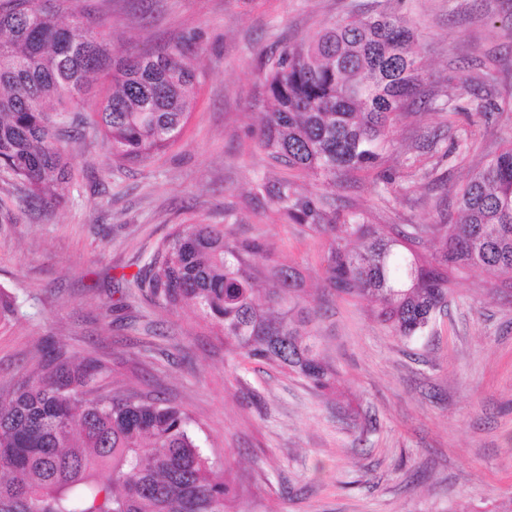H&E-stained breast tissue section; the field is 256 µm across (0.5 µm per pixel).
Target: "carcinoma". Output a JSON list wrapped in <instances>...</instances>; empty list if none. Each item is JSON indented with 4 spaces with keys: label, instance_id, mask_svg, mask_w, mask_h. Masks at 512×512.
I'll list each match as a JSON object with an SVG mask.
<instances>
[{
    "label": "carcinoma",
    "instance_id": "carcinoma-1",
    "mask_svg": "<svg viewBox=\"0 0 512 512\" xmlns=\"http://www.w3.org/2000/svg\"><path fill=\"white\" fill-rule=\"evenodd\" d=\"M73 0H0V176L27 205L61 203L69 176L62 132L112 158L144 164L181 135L198 71L189 50L134 54L72 10ZM416 36L380 12L325 22L312 37L266 56L259 141L277 163L326 180L374 166L397 116L424 97ZM102 92L90 120H77ZM257 191L290 223L329 235L326 285L368 303L396 335H421L448 304L450 271L512 272V146L476 171L427 256L417 230L390 233L357 215L341 220L322 197L286 181ZM148 289L167 311L200 310L228 351L286 370L317 392L340 373L313 333L304 278L263 242L223 224H181L147 260ZM97 360L75 361L51 341L33 369L0 388V512H237L236 487L215 474L191 416L159 396L93 390Z\"/></svg>",
    "mask_w": 512,
    "mask_h": 512
}]
</instances>
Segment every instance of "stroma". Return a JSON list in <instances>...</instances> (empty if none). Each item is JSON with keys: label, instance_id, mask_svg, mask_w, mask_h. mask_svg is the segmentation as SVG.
Masks as SVG:
<instances>
[{"label": "stroma", "instance_id": "obj_1", "mask_svg": "<svg viewBox=\"0 0 512 512\" xmlns=\"http://www.w3.org/2000/svg\"><path fill=\"white\" fill-rule=\"evenodd\" d=\"M390 6L414 29L427 101L392 126L375 168L324 181L274 164L257 115L265 54L331 19ZM115 50L175 44L199 54L194 108L177 142L141 165L65 143L64 202L30 209L0 179V285L17 300L0 326V386L46 338L98 358L102 390L156 393L192 417L205 454L239 491V512H512V293L477 267L454 274L448 308L409 340L365 304L325 288V236L286 223L254 195L288 179L337 215L432 230L471 174L512 142V0H76ZM452 111H444V104ZM490 112H479L482 104ZM440 136L452 152L419 154ZM393 174L394 184L383 181ZM228 223L300 270L314 329L344 379L323 395L237 361L191 307L161 311L118 285L180 224Z\"/></svg>", "mask_w": 512, "mask_h": 512}]
</instances>
